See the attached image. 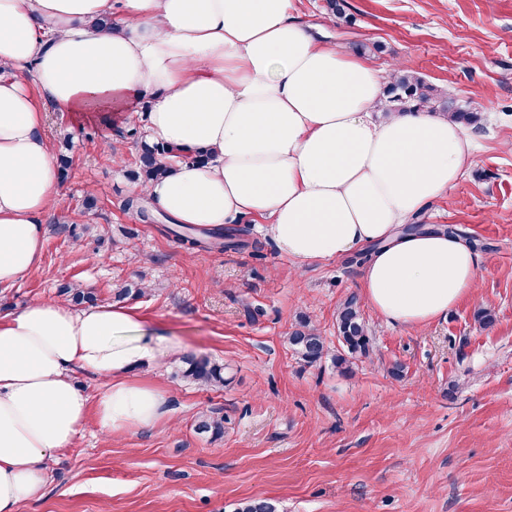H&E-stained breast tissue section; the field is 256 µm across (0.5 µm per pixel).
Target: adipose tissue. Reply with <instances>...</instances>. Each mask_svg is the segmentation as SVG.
Instances as JSON below:
<instances>
[{
    "instance_id": "adipose-tissue-1",
    "label": "adipose tissue",
    "mask_w": 512,
    "mask_h": 512,
    "mask_svg": "<svg viewBox=\"0 0 512 512\" xmlns=\"http://www.w3.org/2000/svg\"><path fill=\"white\" fill-rule=\"evenodd\" d=\"M29 66L63 112L109 117L153 93L152 140L209 156L136 189L176 223L251 217L301 268L372 246L363 294L410 327L447 315L475 282L466 239L402 230L476 164L472 139L445 115L381 111L393 67L319 42L292 0H0L1 285L38 267L57 188ZM181 350L127 307L38 298L0 315V512L44 496L49 459L88 414L107 434L166 421L164 391L136 374ZM78 371L101 381L97 398Z\"/></svg>"
}]
</instances>
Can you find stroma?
<instances>
[{
    "instance_id": "1",
    "label": "stroma",
    "mask_w": 512,
    "mask_h": 512,
    "mask_svg": "<svg viewBox=\"0 0 512 512\" xmlns=\"http://www.w3.org/2000/svg\"><path fill=\"white\" fill-rule=\"evenodd\" d=\"M352 23L327 26L325 0H294L295 15L339 49L377 66L398 63L479 113L469 133L479 162L423 208L415 223L453 224L481 262L447 317L421 329L389 323L368 304L373 355L350 373L306 366L286 338L309 316L337 347L336 313L360 296L371 247L296 272L251 218L241 251H185L153 223L124 211L136 146L120 121L78 118L44 105V133L70 158L43 224L78 225L72 242L46 232L41 264L0 286V314L63 285L112 302L122 281L149 293L133 306L181 343L185 355L224 365L226 383L202 387L180 359L141 371L168 395L171 423L103 434L95 416L74 445L49 460L46 495L20 512H233L249 498L277 512H512V0H347ZM111 140L125 161L100 145ZM98 200L95 215L82 202ZM494 312L489 328L478 310ZM404 372L391 373L394 364ZM224 415L219 439L194 430L200 413Z\"/></svg>"
}]
</instances>
